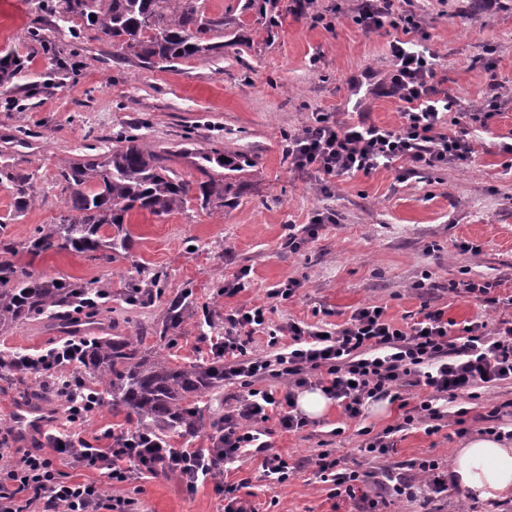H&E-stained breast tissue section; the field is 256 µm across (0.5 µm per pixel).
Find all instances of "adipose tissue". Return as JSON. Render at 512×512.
Masks as SVG:
<instances>
[{
	"instance_id": "obj_1",
	"label": "adipose tissue",
	"mask_w": 512,
	"mask_h": 512,
	"mask_svg": "<svg viewBox=\"0 0 512 512\" xmlns=\"http://www.w3.org/2000/svg\"><path fill=\"white\" fill-rule=\"evenodd\" d=\"M448 481L492 507L512 500V448L489 435L473 437L455 450Z\"/></svg>"
}]
</instances>
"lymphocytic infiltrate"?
<instances>
[{
    "instance_id": "f902f5d3",
    "label": "lymphocytic infiltrate",
    "mask_w": 512,
    "mask_h": 512,
    "mask_svg": "<svg viewBox=\"0 0 512 512\" xmlns=\"http://www.w3.org/2000/svg\"><path fill=\"white\" fill-rule=\"evenodd\" d=\"M354 22L365 31H403L402 37L389 42L390 69L377 87L378 94L403 103V123L399 129L387 130L363 118L337 124L317 115L301 132L289 136L285 151L291 164L340 176L367 175L396 161L410 172L467 162L472 154L468 127L453 135L441 131L445 115L458 111L460 104L439 93L434 53L410 37L419 29V21L409 15L404 23H397L394 0H364ZM226 321L223 335L211 343V353L223 362L225 380L239 385L241 393L236 409L214 426L209 447L175 448L143 433L109 430L104 434L106 446L97 448L67 427L55 428L46 435L48 451L0 448V512H30L34 507L39 512H133L134 499L112 498L109 486L146 474L175 476L189 492L212 483L224 497V512H248L224 474L251 451L261 455L266 481L273 485L287 481L288 463L270 451L266 424L277 419L287 432L308 426V418L296 409V390L321 389L352 420L362 418L368 402L386 398L398 403L401 414L396 423L376 433L368 427L360 430V454L380 458L397 433L420 427L426 434H436L449 413L455 417L457 436H465L467 402L476 388L512 381V326L493 334L478 318L453 337L442 311L426 312L410 327L400 328L385 318L383 307L369 305L356 309L344 327L330 331L289 323L287 344L271 335L270 351L263 356L249 354L239 331L262 328L264 307L237 310ZM78 349L69 340L43 352L15 356L13 362L25 373L62 377L74 366ZM271 378L286 381L288 391L280 395L263 388V381ZM419 386L429 388V395L409 402L407 392ZM60 458L74 469L100 471L102 481L62 478L56 467ZM315 464L321 481L350 496L367 478L359 464L346 462L332 449L320 451ZM411 468L408 474L383 469L375 483L381 492L409 499L422 490L447 492L448 476L437 460L418 459Z\"/></svg>"
}]
</instances>
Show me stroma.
<instances>
[{
    "label": "stroma",
    "instance_id": "35a3bbf8",
    "mask_svg": "<svg viewBox=\"0 0 512 512\" xmlns=\"http://www.w3.org/2000/svg\"><path fill=\"white\" fill-rule=\"evenodd\" d=\"M39 0H0V56L11 52L27 68L11 87L0 88V166L32 174L39 201L15 211L13 190L0 183V224L15 243L66 215L68 197L58 181L62 161L77 160L88 148L112 147L122 126L142 122V137L158 150L185 146L247 152L251 167L232 173L237 196L223 208H185L160 217L132 215L128 253L105 261L95 253H46L34 259L35 275L72 277L112 286L109 316L115 331L144 335L145 347L176 365L211 362V339L224 333V317L262 305L266 325L248 348L269 350V331L290 322L329 328L344 324L357 308L380 305L388 320L407 325L421 307L442 310L464 325L485 318L490 326L512 320V0H396V13L416 14L428 46L438 58L441 89L474 110L498 100L501 112L478 129L467 164L401 175L399 164L371 174L328 177L293 167L283 151L288 135L324 113L353 122L365 111L368 122L395 129L402 123L398 100L376 96L389 69V38L354 22L361 0H276L279 24L267 30L245 0H209L207 16L231 18L234 38L223 54L180 61L174 67H144L113 59L112 47L87 31L77 41L68 25L40 12ZM29 129L18 137L19 129ZM325 221L317 238L295 253L285 246L289 225L303 226L317 215ZM480 245L479 254L461 242ZM151 270L159 288L145 304L122 297L125 283ZM247 271V286L224 294V281ZM300 281L294 298H269L271 289ZM463 282L488 283V295L460 290ZM190 292L192 308L171 335H156L170 301ZM59 334L36 323L0 330V357L32 353L58 342ZM34 374L0 378V441L9 447H39L38 436H18L13 408L29 392L65 421L61 399L44 391ZM396 404L385 413L365 410L362 422L347 420L341 407L298 432L270 420L273 450L287 459L285 483L260 477V457L243 456L226 480L247 484L255 512H364L360 497L337 496L320 482L312 462L332 448L358 458L360 425L382 429L396 423ZM341 435H334V428ZM382 465L403 468L432 456L449 463L464 441L453 427L429 436L420 429L398 433ZM116 499L133 498L138 512H224L212 485L187 493L171 476H145L112 488ZM380 512H490L477 499L449 488L447 496L410 501L386 497Z\"/></svg>",
    "mask_w": 512,
    "mask_h": 512
}]
</instances>
